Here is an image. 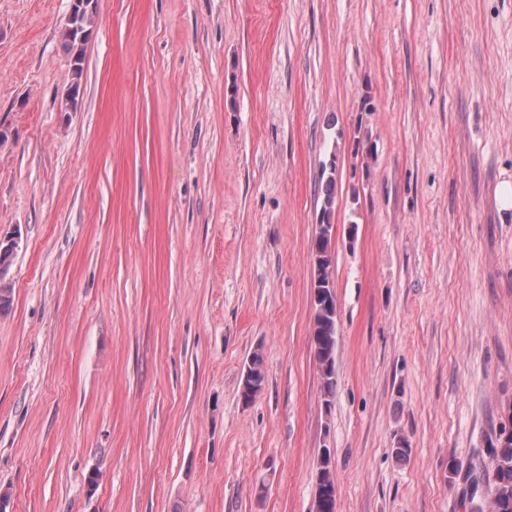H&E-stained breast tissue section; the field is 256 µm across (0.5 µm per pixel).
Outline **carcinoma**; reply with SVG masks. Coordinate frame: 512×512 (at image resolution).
Instances as JSON below:
<instances>
[{"mask_svg": "<svg viewBox=\"0 0 512 512\" xmlns=\"http://www.w3.org/2000/svg\"><path fill=\"white\" fill-rule=\"evenodd\" d=\"M97 21L96 5L85 7L67 21L61 33L63 51L69 60L70 81L68 94L61 97L59 111L75 112L82 92V79L86 45ZM336 208V179L330 175L322 187L320 224L332 223ZM317 252L314 275L322 282L332 280L334 247L324 231L316 232ZM336 343L337 308L329 304L322 313H315L312 325L314 358L321 379L325 404H330L336 393ZM265 382L263 358L255 353L250 359L249 375L240 381L241 389L249 400H254L262 391ZM315 496L320 500L321 512H336L337 486L330 460L318 466ZM468 489L462 496L460 506L464 512H512V438L502 440L495 435L490 443L489 463L475 466L467 471Z\"/></svg>", "mask_w": 512, "mask_h": 512, "instance_id": "1", "label": "carcinoma"}]
</instances>
